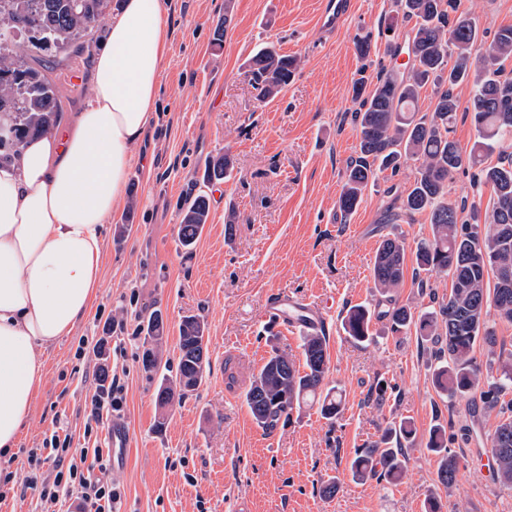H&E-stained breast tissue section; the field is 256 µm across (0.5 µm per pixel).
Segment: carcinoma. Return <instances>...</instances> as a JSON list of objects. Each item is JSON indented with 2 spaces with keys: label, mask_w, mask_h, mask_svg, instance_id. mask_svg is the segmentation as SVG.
Returning <instances> with one entry per match:
<instances>
[{
  "label": "carcinoma",
  "mask_w": 512,
  "mask_h": 512,
  "mask_svg": "<svg viewBox=\"0 0 512 512\" xmlns=\"http://www.w3.org/2000/svg\"><path fill=\"white\" fill-rule=\"evenodd\" d=\"M403 13L415 20L410 38L411 62L404 69H380L376 80L361 77L353 86V121L358 128V148L346 168L338 205L344 214L359 205L364 191L379 172L399 173L402 161H420L414 183L401 198L400 209L409 215L424 213L431 237L417 243L412 280L421 290L430 287L433 275L450 278V292L438 298L433 309L416 313L396 304L391 292L405 280L406 239L388 235L379 244L372 267L376 291L385 296L373 308L349 307L342 317L344 332L358 343L371 339L372 319L386 320L401 335L415 329L420 340L434 346L438 365L433 384L452 400L474 396L486 412L512 411L501 401L512 390V361L502 362L501 374L482 375L474 350L482 340L492 346L495 336L486 316L495 310L499 319L512 323V153H500L498 162L485 164L484 151L512 142V78L502 76L503 63L512 58V26L499 28L490 41H479L472 18L456 11L453 0H401ZM107 0H0V108L12 111L13 135L0 138V149L17 150L29 137L48 132L63 112V93L41 68L62 67L85 50V38L97 26ZM448 8H443V5ZM27 36L33 48L53 57L28 63L18 51V40ZM297 69L296 59L271 46L258 50L245 64V75L264 99L280 94ZM472 85L469 110L482 146L469 152L450 136L459 109L454 89ZM438 89L431 114L412 110L427 84ZM477 169L471 187L478 193L491 188L486 223L476 207L448 203V181L466 169ZM231 160L222 155L204 166L202 182L228 177ZM210 216L206 194L186 200L177 228L180 245L189 248L200 237ZM179 363L175 383L193 391L202 382L207 345L204 324L195 316L178 326ZM303 368L275 348L253 377L245 402L257 425L273 430L296 406L313 401L322 417L333 421L341 410L336 387L328 385V344L323 333L302 336ZM416 430L402 419L386 427L379 443L356 453L349 470L353 479L375 478L388 483L403 473L404 450L413 447ZM427 449L437 455L438 482L446 488L457 479L459 460L448 448L446 427H431ZM499 478L512 485V417L497 424L490 439Z\"/></svg>",
  "instance_id": "1"
}]
</instances>
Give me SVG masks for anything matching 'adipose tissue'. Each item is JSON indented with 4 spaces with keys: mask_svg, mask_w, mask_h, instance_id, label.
Here are the masks:
<instances>
[{
    "mask_svg": "<svg viewBox=\"0 0 512 512\" xmlns=\"http://www.w3.org/2000/svg\"><path fill=\"white\" fill-rule=\"evenodd\" d=\"M166 0H124L95 50L93 98L0 162V455L10 454L44 377L101 285L104 228L124 204L155 118Z\"/></svg>",
    "mask_w": 512,
    "mask_h": 512,
    "instance_id": "ef3b65f1",
    "label": "adipose tissue"
}]
</instances>
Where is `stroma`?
<instances>
[{
	"mask_svg": "<svg viewBox=\"0 0 512 512\" xmlns=\"http://www.w3.org/2000/svg\"><path fill=\"white\" fill-rule=\"evenodd\" d=\"M355 2L344 31L327 40L317 21L320 0H167L169 44L156 115L129 172L126 203L105 228L102 283L74 331L43 355L45 375L28 425L0 460V477L11 475L15 488L0 512H81L76 499L54 506L22 491L25 451L55 433L83 447L85 401L103 363L126 385L121 422L132 447L126 464L111 471L123 490L121 512H424L431 497L442 512H512V485L482 472L499 413L478 412L471 439H456L471 418V400L440 397L415 332L395 335L375 320L371 342L361 345L341 326L348 307L379 298L371 266L383 237L400 234L413 245L431 235L426 215L389 217L388 189L411 186L419 167L413 159L403 161L399 175L379 176L354 213L338 209L357 144L353 82L360 72L395 66L385 48H407L413 27L399 0ZM456 5L485 38L512 26V0ZM363 37L372 45L365 59L355 48ZM265 45L299 61L293 81L271 101L260 100L244 75L247 59ZM90 62L86 53L48 74L66 94L65 115L91 98ZM217 154L230 157L232 176L201 186L204 164ZM201 191L210 198V217L187 249L177 239L181 208ZM277 292L328 307V376L343 401L335 423L305 405L267 431L246 406L272 348L304 363L300 333L265 317ZM156 312L165 324L158 356L169 371L177 369L183 317L204 322L208 347L200 387L164 407L158 377L141 361L142 328ZM111 318L125 322V333H107ZM83 338L91 347L78 360ZM381 379L393 390L379 400L373 389ZM400 418L416 429L401 481L353 480L355 453ZM437 421L452 434L448 446L460 462L449 489L438 483V458L426 448ZM333 480L335 493L324 495Z\"/></svg>",
	"mask_w": 512,
	"mask_h": 512,
	"instance_id": "1",
	"label": "stroma"
}]
</instances>
